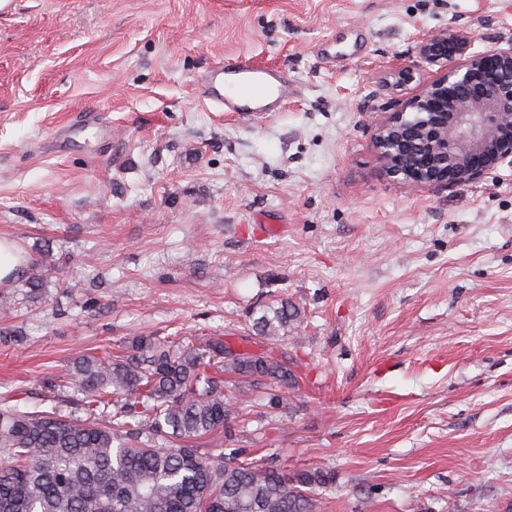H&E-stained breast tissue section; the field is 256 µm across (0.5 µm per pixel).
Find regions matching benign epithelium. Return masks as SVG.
<instances>
[{
	"label": "benign epithelium",
	"instance_id": "1",
	"mask_svg": "<svg viewBox=\"0 0 512 512\" xmlns=\"http://www.w3.org/2000/svg\"><path fill=\"white\" fill-rule=\"evenodd\" d=\"M471 42L456 31L418 44L422 61L455 65L377 123L372 146L385 179L447 187L512 164V47L473 53Z\"/></svg>",
	"mask_w": 512,
	"mask_h": 512
}]
</instances>
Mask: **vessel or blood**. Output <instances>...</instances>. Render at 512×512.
<instances>
[{
    "mask_svg": "<svg viewBox=\"0 0 512 512\" xmlns=\"http://www.w3.org/2000/svg\"><path fill=\"white\" fill-rule=\"evenodd\" d=\"M203 101L225 112L262 113L283 109L292 95L281 70L238 57L207 72L198 81Z\"/></svg>",
    "mask_w": 512,
    "mask_h": 512,
    "instance_id": "obj_1",
    "label": "vessel or blood"
}]
</instances>
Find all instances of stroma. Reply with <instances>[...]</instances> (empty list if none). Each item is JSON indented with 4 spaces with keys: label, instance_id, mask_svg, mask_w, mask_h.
Instances as JSON below:
<instances>
[{
    "label": "stroma",
    "instance_id": "stroma-1",
    "mask_svg": "<svg viewBox=\"0 0 512 512\" xmlns=\"http://www.w3.org/2000/svg\"><path fill=\"white\" fill-rule=\"evenodd\" d=\"M512 47V0H13L0 13V239L42 294L6 284L0 395L140 335L246 336L273 300L303 321L305 378L255 402L254 459L320 468L324 512H512V165L406 189L371 147L441 73L426 36ZM228 55L283 70L269 116L203 102ZM412 71L400 80L397 67ZM97 112L110 137L59 149ZM96 128L103 137L107 133V129L102 126L97 118L92 114H85L80 120L71 124H65L60 130V147H65L74 138L78 129Z\"/></svg>",
    "mask_w": 512,
    "mask_h": 512
}]
</instances>
